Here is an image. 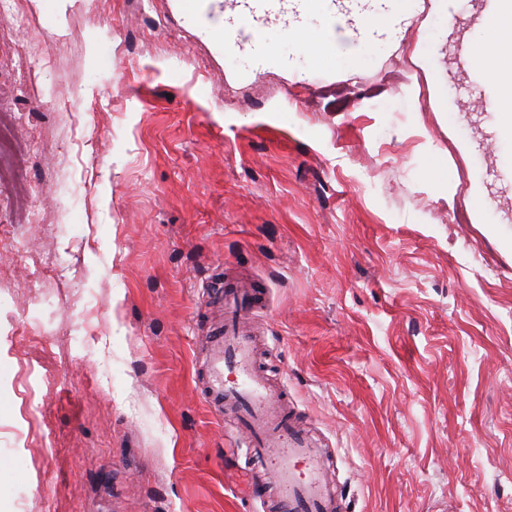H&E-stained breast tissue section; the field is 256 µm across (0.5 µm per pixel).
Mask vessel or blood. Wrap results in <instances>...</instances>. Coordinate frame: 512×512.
<instances>
[{"instance_id":"1","label":"vessel or blood","mask_w":512,"mask_h":512,"mask_svg":"<svg viewBox=\"0 0 512 512\" xmlns=\"http://www.w3.org/2000/svg\"><path fill=\"white\" fill-rule=\"evenodd\" d=\"M486 171L498 193L512 192L511 152L495 156ZM210 296L224 302V328L210 341L207 394L244 452L248 493L265 488L271 512H343L334 486L323 476L322 449L296 427L283 408V389L255 363L245 322L257 291L223 284Z\"/></svg>"}]
</instances>
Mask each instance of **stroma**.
Instances as JSON below:
<instances>
[{
	"label": "stroma",
	"instance_id": "obj_1",
	"mask_svg": "<svg viewBox=\"0 0 512 512\" xmlns=\"http://www.w3.org/2000/svg\"><path fill=\"white\" fill-rule=\"evenodd\" d=\"M484 2L361 0L388 21L271 64L174 0H22L0 25V512H264L204 398L228 272L266 291L264 365L345 512H512V194L478 166L500 107L454 54Z\"/></svg>",
	"mask_w": 512,
	"mask_h": 512
}]
</instances>
